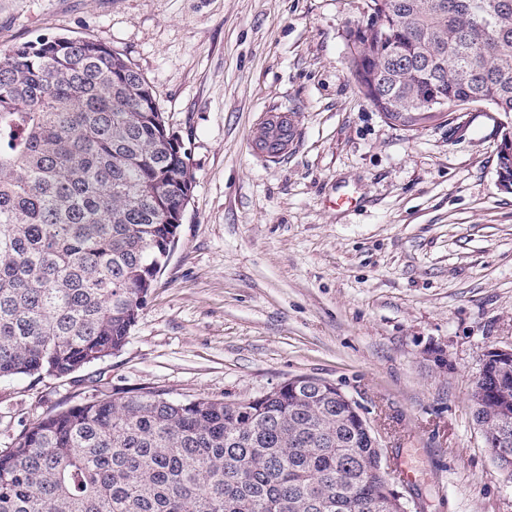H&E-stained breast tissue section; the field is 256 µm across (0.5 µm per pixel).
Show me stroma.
Wrapping results in <instances>:
<instances>
[{"instance_id":"35a3bbf8","label":"stroma","mask_w":512,"mask_h":512,"mask_svg":"<svg viewBox=\"0 0 512 512\" xmlns=\"http://www.w3.org/2000/svg\"><path fill=\"white\" fill-rule=\"evenodd\" d=\"M367 21L368 0H0V51L48 33L128 57L195 175L123 349L0 379V451L105 394L230 402L309 375L360 406L410 507L512 512L469 402L487 352L512 348V113L390 123L349 65ZM287 111V152L258 154L259 123ZM507 134H510L512 138V128H506L502 131L500 142ZM497 151L511 158V164L508 167H498L497 182L502 191L512 193V139L499 143Z\"/></svg>"}]
</instances>
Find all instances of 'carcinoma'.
<instances>
[{
    "mask_svg": "<svg viewBox=\"0 0 512 512\" xmlns=\"http://www.w3.org/2000/svg\"><path fill=\"white\" fill-rule=\"evenodd\" d=\"M368 0L369 67L394 106L512 112V0ZM153 87L91 38L0 52V379L67 377L127 343L193 192ZM483 384L512 391V360ZM486 431L499 468L507 454ZM376 451L336 388L290 381L248 408L157 390L51 412L0 453V512H386Z\"/></svg>",
    "mask_w": 512,
    "mask_h": 512,
    "instance_id": "1",
    "label": "carcinoma"
}]
</instances>
